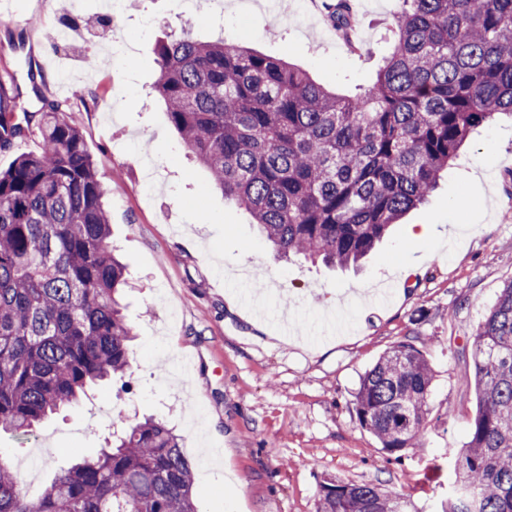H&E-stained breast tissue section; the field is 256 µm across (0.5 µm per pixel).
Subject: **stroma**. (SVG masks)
Listing matches in <instances>:
<instances>
[{
    "mask_svg": "<svg viewBox=\"0 0 512 512\" xmlns=\"http://www.w3.org/2000/svg\"><path fill=\"white\" fill-rule=\"evenodd\" d=\"M399 0H356L350 52L311 6L295 0H211L189 13L176 0H123L120 14L84 0H0V81L16 112L61 106L83 135L105 191L136 336L125 381L95 385L34 434L0 432L30 497L60 469L106 447L108 419L168 423L194 467L199 512H317L327 479L370 482L405 498L410 512H440L476 410L469 348L478 323L512 281V119L479 128L442 172L428 200L393 225L361 268L275 260L249 215L210 188L154 90L155 46L170 32L242 41L307 70L340 94L367 89L393 48ZM96 28L76 63L47 32ZM134 48L116 65L113 40ZM80 84L110 112L76 102ZM155 162L143 195V157ZM430 227L417 240L414 225ZM414 275H406L407 267ZM269 284L262 312L245 303ZM414 340L434 373L420 447L395 459L363 428L354 395L393 346Z\"/></svg>",
    "mask_w": 512,
    "mask_h": 512,
    "instance_id": "35a3bbf8",
    "label": "stroma"
}]
</instances>
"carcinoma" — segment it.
<instances>
[{
	"label": "carcinoma",
	"instance_id": "1",
	"mask_svg": "<svg viewBox=\"0 0 512 512\" xmlns=\"http://www.w3.org/2000/svg\"><path fill=\"white\" fill-rule=\"evenodd\" d=\"M346 31L350 0L327 4ZM391 55L363 94L343 97L303 69L224 38L156 43L154 89L182 143L275 255L347 267L424 202L472 131L512 116V0H402ZM0 82V151L39 132L41 152L0 170V430L48 415L130 369L104 191L67 113L16 121ZM477 410L441 512H512V281L472 342ZM433 370L412 343L360 378V424L388 452L418 445ZM179 439L147 419L26 497L0 454V512H197ZM317 512H406L371 483L330 479Z\"/></svg>",
	"mask_w": 512,
	"mask_h": 512
}]
</instances>
